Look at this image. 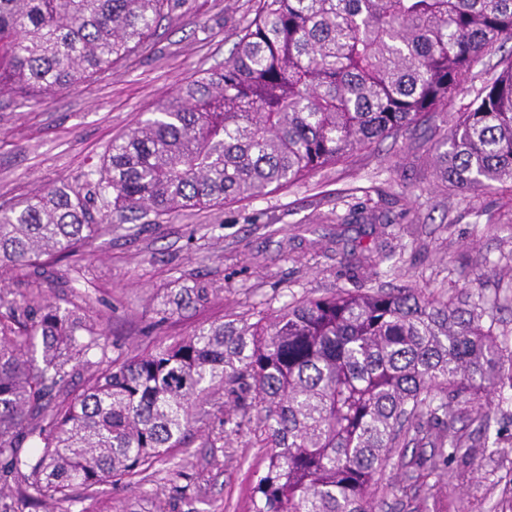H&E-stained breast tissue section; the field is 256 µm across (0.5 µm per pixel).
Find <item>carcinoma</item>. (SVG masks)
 <instances>
[{
  "instance_id": "obj_1",
  "label": "carcinoma",
  "mask_w": 512,
  "mask_h": 512,
  "mask_svg": "<svg viewBox=\"0 0 512 512\" xmlns=\"http://www.w3.org/2000/svg\"><path fill=\"white\" fill-rule=\"evenodd\" d=\"M171 0H0V91L24 101L101 74L168 15ZM512 41V0H258L220 70L180 86L112 140L89 189L62 184L0 212V481L25 507L132 478L223 425L255 424L268 463L255 512H377L396 448H431L453 481L476 445L454 428L476 406L489 447L495 397L512 391V350L495 304L462 289L355 284L251 322L212 321L137 356H107L89 298L45 294L48 268L94 240L90 204L112 223L254 199L302 181L434 114L466 75ZM432 155L454 190L512 185V55ZM40 357H35V353ZM101 354L82 392L68 378Z\"/></svg>"
}]
</instances>
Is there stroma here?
<instances>
[{"label": "stroma", "instance_id": "obj_1", "mask_svg": "<svg viewBox=\"0 0 512 512\" xmlns=\"http://www.w3.org/2000/svg\"><path fill=\"white\" fill-rule=\"evenodd\" d=\"M257 0H172L169 17L127 57L79 89L20 104L0 94V206L62 183L95 180L113 139L149 118L176 89L223 68ZM472 70L446 111L395 140L251 201L181 211L158 224L102 232L63 262L51 301L89 294L112 350L132 357L191 334L199 325L304 296L359 277L377 289L461 288L496 298L497 332L512 346V191H449L430 152L480 86ZM203 302L174 310L199 285ZM493 427L502 464L453 484L405 496L388 468L378 512H512V392L496 399ZM268 451L245 426L227 441L196 437L132 482L80 492L77 501L25 512H254L252 489Z\"/></svg>", "mask_w": 512, "mask_h": 512}]
</instances>
